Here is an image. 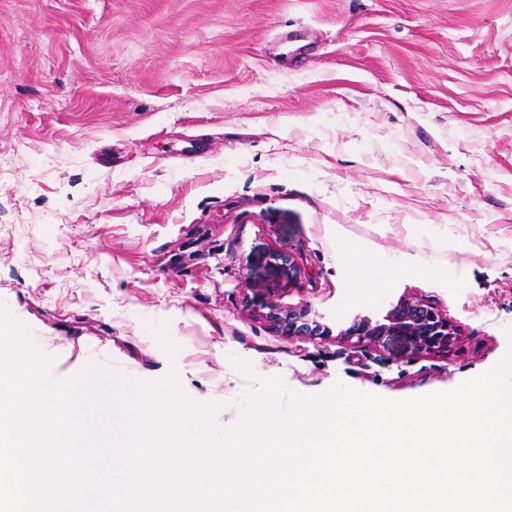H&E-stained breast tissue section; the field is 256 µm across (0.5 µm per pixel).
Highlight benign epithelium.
Wrapping results in <instances>:
<instances>
[{
  "label": "benign epithelium",
  "mask_w": 512,
  "mask_h": 512,
  "mask_svg": "<svg viewBox=\"0 0 512 512\" xmlns=\"http://www.w3.org/2000/svg\"><path fill=\"white\" fill-rule=\"evenodd\" d=\"M268 309L267 317L283 333L297 338H320L330 335V328L311 315L306 306L282 307L272 302H258ZM340 335L371 346L390 358L405 351L431 354L448 351L455 332L448 317L434 306L416 298L403 297L379 317L355 315Z\"/></svg>",
  "instance_id": "obj_1"
}]
</instances>
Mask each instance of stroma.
Returning a JSON list of instances; mask_svg holds the SVG:
<instances>
[{
  "instance_id": "obj_1",
  "label": "stroma",
  "mask_w": 512,
  "mask_h": 512,
  "mask_svg": "<svg viewBox=\"0 0 512 512\" xmlns=\"http://www.w3.org/2000/svg\"><path fill=\"white\" fill-rule=\"evenodd\" d=\"M0 307L239 417L264 375L393 400L512 351V0H0ZM292 256L294 279L270 274ZM447 352L291 338L252 304L382 315ZM448 317L416 297L400 298L379 317L355 315L338 336L364 343L389 358L400 352L431 354L447 352L455 341Z\"/></svg>"
}]
</instances>
